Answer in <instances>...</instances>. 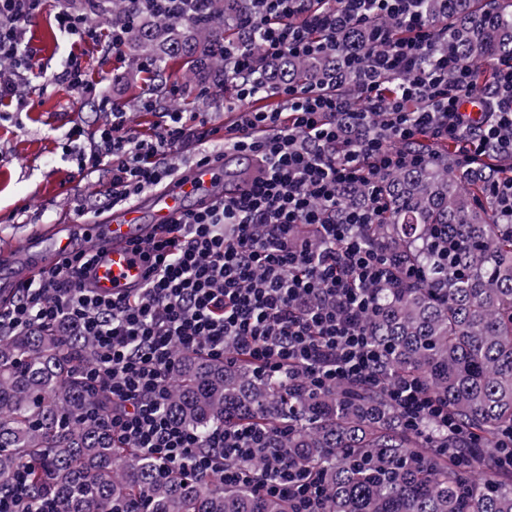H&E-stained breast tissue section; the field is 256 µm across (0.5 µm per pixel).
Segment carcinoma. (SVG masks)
Here are the masks:
<instances>
[{
  "mask_svg": "<svg viewBox=\"0 0 512 512\" xmlns=\"http://www.w3.org/2000/svg\"><path fill=\"white\" fill-rule=\"evenodd\" d=\"M448 16V52L474 64L512 58V0H425ZM139 0H114L112 17L142 12ZM253 15L251 0H206L180 19L143 16L134 30L135 60L200 65L222 86L226 40ZM336 55L282 57L277 79L329 87L348 54L364 48L359 29L336 34ZM390 173L373 242L391 249L394 278L370 319L386 352V375L416 378L464 429L469 467L440 453L447 442L433 423H404L384 385H332L313 392L287 373L260 375L245 359L186 355L170 389L169 408L202 437L218 424L260 425L268 442L256 458L298 464L319 474L318 512H512V469L491 467L512 429V231L497 223L487 188L512 175V163L489 152L472 165L436 155ZM454 253L431 252L435 230ZM410 266L425 278L405 277ZM94 342L36 327L0 336V488L24 463L29 512H291L290 505L249 485L226 486L210 474L164 471L137 448L119 445L101 418L112 402L77 369Z\"/></svg>",
  "mask_w": 512,
  "mask_h": 512,
  "instance_id": "obj_1",
  "label": "carcinoma"
}]
</instances>
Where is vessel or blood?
<instances>
[{"mask_svg": "<svg viewBox=\"0 0 512 512\" xmlns=\"http://www.w3.org/2000/svg\"><path fill=\"white\" fill-rule=\"evenodd\" d=\"M233 160V155L219 153L192 162L162 190L115 207L106 223L81 221L76 230L64 235L31 233L19 244L15 263L0 271V291L14 293L30 279L45 275L75 253L74 242L80 237L95 255L88 269L77 276L82 287L110 299L133 297L147 281L138 244L176 227L191 212L192 201L223 199L225 172Z\"/></svg>", "mask_w": 512, "mask_h": 512, "instance_id": "obj_1", "label": "vessel or blood"}]
</instances>
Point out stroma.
I'll return each instance as SVG.
<instances>
[{
	"instance_id": "stroma-1",
	"label": "stroma",
	"mask_w": 512,
	"mask_h": 512,
	"mask_svg": "<svg viewBox=\"0 0 512 512\" xmlns=\"http://www.w3.org/2000/svg\"><path fill=\"white\" fill-rule=\"evenodd\" d=\"M62 0H46L41 13L31 21L25 52L31 64L25 89L26 106L16 109L9 100L0 101V244L23 239L38 219L52 224L67 222L73 216L70 202L86 196L96 201V216L110 212L100 192L110 178L107 171L81 175L76 166L62 156L60 145L73 127L92 134L105 120L97 98L79 94L67 83L58 81L72 51H79L90 78L101 94L122 105L131 123L148 130L154 114L140 111L138 101L149 91L148 82L128 81L131 49L115 54L107 47L85 43L73 46L61 32L55 15ZM162 101L182 112H204L210 126L216 127L213 145H220L224 111L216 100L233 98L228 87L207 86L189 74L178 62L169 64Z\"/></svg>"
}]
</instances>
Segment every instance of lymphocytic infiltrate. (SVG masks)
I'll use <instances>...</instances> for the list:
<instances>
[{
  "label": "lymphocytic infiltrate",
  "mask_w": 512,
  "mask_h": 512,
  "mask_svg": "<svg viewBox=\"0 0 512 512\" xmlns=\"http://www.w3.org/2000/svg\"><path fill=\"white\" fill-rule=\"evenodd\" d=\"M43 2L0 0V65L13 74L0 80V100L16 98L25 78L27 26ZM255 5L252 40L224 49L235 88L224 108L239 114L227 143L256 155L259 176L238 196L191 213L177 236L149 241L141 253L148 282L134 298L105 299L79 287L76 276L93 258L83 250L0 307V336L50 326L91 337L95 357L82 370L112 400L105 423L113 439L182 474L217 472L225 484L250 485L294 502L298 512H314L322 494L314 473L288 464L249 467L266 441L263 430L219 425L202 438L167 413L178 355L245 357L259 372L288 371L316 388L375 379L385 353L367 320L392 270L385 251L358 233L380 214L374 179L424 162L426 153L413 148L421 140L448 144L465 163L491 150L512 156L504 135L512 128V60L496 63L493 84H480L473 67L443 47L446 23L424 15L418 0ZM97 6L89 0L84 10L68 0L57 13L60 29L74 42L122 52L131 44L130 26L90 22L88 11ZM377 18L403 31L377 27L364 54L349 58L348 68L359 73L353 91L267 85L264 60L334 54L338 31ZM264 90L279 96L281 107L250 108ZM474 98L484 106L478 123L461 111L463 100ZM140 107L160 115L150 134L105 98L108 121L89 140L74 128L62 148L80 171L109 169L103 195L113 207L169 178L174 151L190 145L200 156L209 141L207 118L190 123L150 94ZM366 180L368 203L345 204L344 190ZM385 385L407 424L432 421L448 438L463 440L457 420L417 380Z\"/></svg>",
  "instance_id": "lymphocytic-infiltrate-1"
}]
</instances>
